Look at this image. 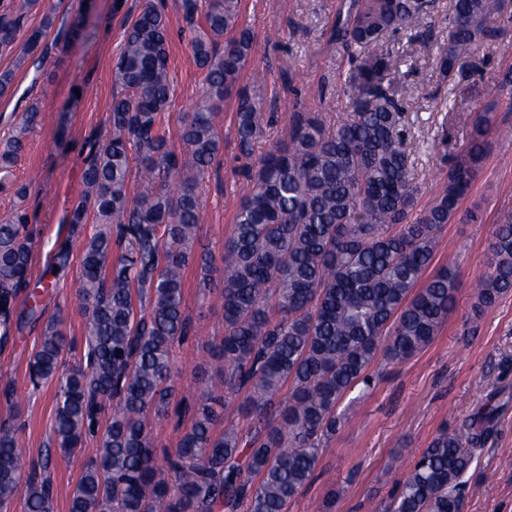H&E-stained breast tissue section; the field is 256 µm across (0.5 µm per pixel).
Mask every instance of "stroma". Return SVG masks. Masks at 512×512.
Instances as JSON below:
<instances>
[{"mask_svg":"<svg viewBox=\"0 0 512 512\" xmlns=\"http://www.w3.org/2000/svg\"><path fill=\"white\" fill-rule=\"evenodd\" d=\"M343 0H241L239 21L254 32V49L240 86L269 122L243 151L235 133L236 99L220 114L224 150L200 188L203 222L196 250L221 255L232 231L241 199L252 188L250 166L287 135L286 118L303 107L317 112L345 111L338 72L348 63L334 41L336 15ZM144 0H94L84 15L85 37L60 40L49 31L54 52L41 68L17 64L0 54V71L15 69L14 95L0 98V141L20 126L25 112L39 106L42 121L26 136V148L8 180L0 183V218L17 205L30 215L32 280L46 271L57 243L68 241L72 258L53 278L55 289L43 300L37 322L26 324L14 341L0 347V422L14 426L24 467L48 466L53 476L52 512H69L79 472L56 453L51 427L56 406V380L32 384L28 363L38 351L47 324L65 318L64 357L68 365L83 363L87 352L83 317L75 291L81 277L82 247L96 232L84 224L74 235L62 227L83 185L81 173L91 144L107 128L112 97L118 88L112 63L129 24ZM173 33L169 50L173 99L158 122L166 136L176 134L178 118L190 111L202 90L203 75L195 66L179 0H165ZM449 0H435L431 35L416 38L390 34L383 49L401 57L393 76L406 112L405 138L417 143L414 170L421 186L420 204L436 195L457 147L472 132L475 111L488 109L499 126L512 127V108L498 93L512 72V24L501 41L479 49L459 63L453 81L436 68L437 44L448 39ZM422 87L411 97L408 86ZM25 197H18V188ZM475 220L446 224L430 265H453L459 290L439 334L411 358L382 368L367 395L350 393L339 407L340 422L329 439L311 480L291 501L288 512H378L395 492L413 455L428 447L440 429L467 434L471 419L483 418L486 440L477 449L478 463L469 471L464 512H512V292L487 309L477 310L474 286L487 269L488 244L500 214L512 212V137L490 134L483 169L460 206ZM184 294L191 329L177 344L173 360V412L152 427L157 453L172 451L199 398L195 380L215 376L210 350L224 335L218 301L201 303L199 271L190 268Z\"/></svg>","mask_w":512,"mask_h":512,"instance_id":"35a3bbf8","label":"stroma"}]
</instances>
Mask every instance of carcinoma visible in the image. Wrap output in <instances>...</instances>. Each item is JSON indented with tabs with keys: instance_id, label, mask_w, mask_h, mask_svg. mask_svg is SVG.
<instances>
[{
	"instance_id": "1",
	"label": "carcinoma",
	"mask_w": 512,
	"mask_h": 512,
	"mask_svg": "<svg viewBox=\"0 0 512 512\" xmlns=\"http://www.w3.org/2000/svg\"><path fill=\"white\" fill-rule=\"evenodd\" d=\"M188 44L204 71L192 112L181 117L178 140L157 131L158 114L172 97L169 22L148 0L127 29L112 75L121 93L112 99L109 128L91 150L83 190L70 224L88 217L102 225L83 246L78 296L89 347L85 364L68 366L60 315L48 324L29 363L35 383L57 378L52 437L81 475L70 512H287L310 480L336 410L348 393L371 388L370 369L384 358L406 359L428 345L448 318L459 288L456 272L424 274L442 228L481 173L485 135L494 115H475L469 141L453 156L432 200L419 206V186L403 137L404 112L391 88L397 59L376 47L394 31L426 33L427 0H345L336 41L349 69L341 88L351 113H289L288 136L267 150L251 171L253 189L241 202L220 258L195 254L202 204L199 189L223 150L218 117L238 95L236 135L248 149L263 117L241 94V74L253 34L239 25L238 0H181ZM40 0L0 6V52L28 61L55 23L18 42L20 20ZM512 22V0H453L448 40L438 45L440 74L450 79L459 62L502 40ZM38 109L25 113L19 132L0 144V174L8 176ZM139 170V189L131 184ZM26 209L0 219V346L22 319L11 304L29 291L25 319L39 318L53 283L30 285L32 253ZM122 253L112 258V226ZM488 271L478 281V308L512 290V216H503L489 245ZM221 263L224 337L213 350L222 388L244 393L242 415L260 425L216 432L218 408L205 376L201 399L177 448L159 457L151 448L149 415L168 416L176 375L170 353L187 336L184 291L190 266L199 267V297L210 301V273ZM288 397L281 398L285 385ZM100 433L95 458L74 449ZM446 429L410 465L380 512H457L466 476L476 461ZM14 428L0 424V507L22 496L26 512H50L51 479L23 475Z\"/></svg>"
}]
</instances>
